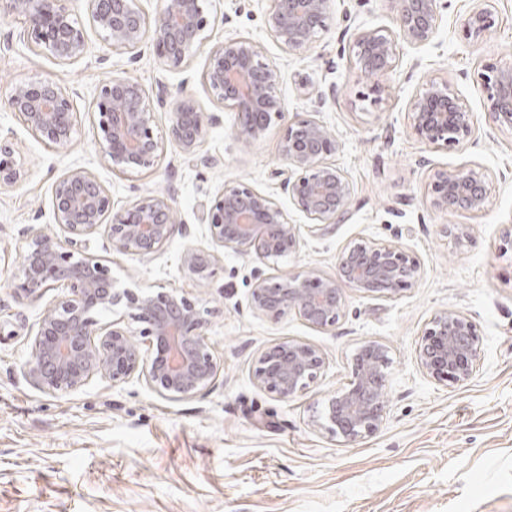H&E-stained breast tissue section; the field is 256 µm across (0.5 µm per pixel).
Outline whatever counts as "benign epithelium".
Returning a JSON list of instances; mask_svg holds the SVG:
<instances>
[{
  "mask_svg": "<svg viewBox=\"0 0 512 512\" xmlns=\"http://www.w3.org/2000/svg\"><path fill=\"white\" fill-rule=\"evenodd\" d=\"M74 0H0V19L22 20L27 42L55 60L69 64L81 58L86 35L73 18ZM267 28L287 51L307 49L323 29L331 0H269ZM396 30H368L351 35L352 49L362 70L383 74L396 66L395 41L420 48L434 39L438 29V0H389ZM94 27L115 51L137 55L148 33L155 37V52L169 69H180L193 48L203 44L210 20L203 0H163L149 15L137 0H89ZM495 25L491 0L474 9L466 23V36L480 38ZM202 79L217 101L235 112L234 135L239 143L257 142L275 121L286 116L279 93L280 72L262 60L261 47L249 38H231L210 47ZM489 102V120L512 129V70L501 69L483 80ZM8 105L23 126L41 141L64 146L72 141L77 115L58 77L16 87ZM94 107L98 136L112 171L127 173L152 169L160 160L162 140L186 158L198 155L206 126L217 121L197 101L181 96L172 104L164 132L154 130L147 94L137 82L116 75L103 83ZM412 129L424 144L446 149L472 138L471 113L437 83L414 99ZM338 143L319 121L288 123L281 144L287 177L283 182L294 209L309 225L345 224L350 218L351 187L344 173L324 158ZM20 167L8 142H0V187L21 179ZM486 181L462 168L434 173L431 205L444 212H481L488 202ZM55 223L65 239H31L27 253L12 272L19 290L39 297L61 283L70 294L40 318L24 367L29 383L41 392L77 390L95 378L114 385L137 375L149 388L168 399L190 398L211 385L217 364L203 333L204 311L173 289L144 286L139 291L114 288L110 269L85 257L78 246L100 228L107 229L112 247L145 258L154 255L176 235L187 234L170 199L146 195L130 206L114 209L102 183L91 173L72 169L53 186ZM212 249L187 251L184 262L198 280L209 279L220 248L253 254L273 264L300 247L296 225L271 197L243 183L227 184L201 216ZM417 257L400 247L368 239L350 242L340 255L336 277H325L303 267L284 277H266L251 293L257 313H295L311 327L326 329L340 319L344 291L351 288L369 297L394 298L413 287L420 275ZM124 305L128 315L145 324L151 353L144 358L131 335L114 323L102 325L99 316ZM476 324L455 311L436 314L427 323L417 348L422 370L439 383L463 384L473 375L479 356ZM387 350L363 344L353 359L352 379L345 390L329 396L319 425L348 443L376 433L385 403L384 370ZM323 364L319 350L288 340L262 351L253 379L282 400L310 388Z\"/></svg>",
  "mask_w": 512,
  "mask_h": 512,
  "instance_id": "1",
  "label": "benign epithelium"
}]
</instances>
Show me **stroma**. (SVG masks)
<instances>
[{"instance_id": "obj_1", "label": "stroma", "mask_w": 512, "mask_h": 512, "mask_svg": "<svg viewBox=\"0 0 512 512\" xmlns=\"http://www.w3.org/2000/svg\"><path fill=\"white\" fill-rule=\"evenodd\" d=\"M479 0H440L432 43L396 45L386 74L361 70L349 48L353 32L394 29L389 0H332L325 21L302 53L284 50L265 25L269 0H205L206 46L186 65H161L153 37L137 58L113 51L91 24L87 0L73 17L86 32L82 58L59 65L31 50L16 20L0 21V138L9 141L23 177L0 189V512H512V130L485 121L484 66L512 68V0H495V25L481 40L464 22ZM237 37L259 43L281 73L287 119H314L335 135L329 156L352 188L351 217L310 231L289 218L301 247L272 267L251 254H218L208 282L184 265L187 249L207 246L203 204L225 184L243 182L289 207L279 173L284 125L275 122L252 147L233 134L234 114L202 81L209 46ZM126 75L143 85L155 130L170 118L179 93L215 115L195 159L164 145L157 167L113 172L98 134L93 101L99 85ZM60 77L78 116L63 147L45 144L19 122L7 100L16 85ZM448 85L475 123L465 144L434 149L411 129V103L430 82ZM464 167L489 187L484 212L446 213L427 194L435 171ZM98 178L114 208L140 196L168 193L188 227L184 236L140 259L113 248L98 231L85 251L111 270L118 287L160 285L196 301L219 365L197 395L172 400L138 377L115 386L96 378L78 390L49 395L22 375L42 313L67 295L64 286L32 299L11 283L37 234H60L52 188L68 170ZM399 245L422 266L414 288L386 299L346 290L335 327L316 329L295 314L254 312L256 280L301 267L333 277L341 252L358 238ZM454 310L481 337L477 369L466 383L435 382L417 363L427 322ZM296 340L320 349L314 384L288 400L256 385L258 354ZM383 345L385 408L380 430L357 444L317 427L323 399L352 377L365 342Z\"/></svg>"}]
</instances>
